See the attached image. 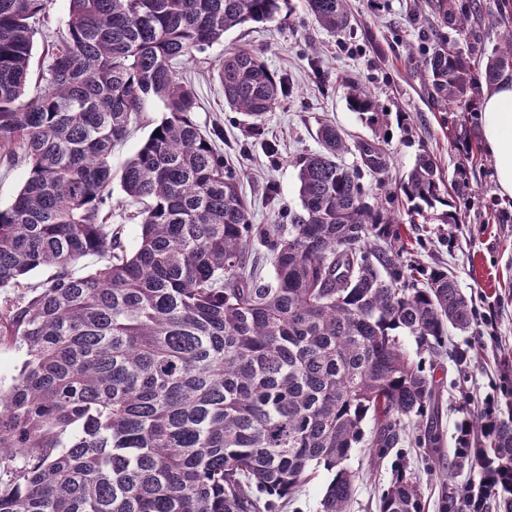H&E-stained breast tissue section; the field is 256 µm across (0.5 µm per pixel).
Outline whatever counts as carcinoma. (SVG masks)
I'll return each instance as SVG.
<instances>
[{"label":"carcinoma","mask_w":512,"mask_h":512,"mask_svg":"<svg viewBox=\"0 0 512 512\" xmlns=\"http://www.w3.org/2000/svg\"><path fill=\"white\" fill-rule=\"evenodd\" d=\"M288 0H70L67 34L29 94L34 37L47 0H0V147L29 177L0 209V349L23 352L0 391V512H279L320 469L322 512H346L361 445L377 465L414 435L444 457L440 388L403 343L433 360L448 328L468 330L472 299L441 267L405 270L400 217L369 202L338 161L340 129L319 123L321 149L299 161L300 209L253 224L240 177L203 131L181 65L224 34L278 16ZM442 30L425 64L432 99L473 89L470 55L448 45L474 5L427 0ZM330 33L350 29L346 0H306ZM512 72V28L484 76ZM224 103L259 120L291 93L245 47L224 50ZM166 113L119 172L112 151L147 100ZM348 105L370 128L384 112L367 90ZM387 168L382 141L358 143ZM119 180L140 229L127 251L112 223ZM408 212L446 207L432 157L400 185ZM267 250L273 275L250 261ZM44 269L41 280L28 282ZM435 512H512V404L466 409ZM378 512H424L407 464L392 470Z\"/></svg>","instance_id":"cac0c4a2"}]
</instances>
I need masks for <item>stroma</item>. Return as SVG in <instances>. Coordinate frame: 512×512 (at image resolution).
<instances>
[{
	"label": "stroma",
	"instance_id": "stroma-1",
	"mask_svg": "<svg viewBox=\"0 0 512 512\" xmlns=\"http://www.w3.org/2000/svg\"><path fill=\"white\" fill-rule=\"evenodd\" d=\"M288 18L249 23L229 31L223 43L196 54L182 69L192 82L199 106L195 121L203 129L224 128V158L241 173L240 189L256 224H283L289 211L299 209L297 162L319 150V123L331 122L345 132L350 146L341 161L361 168L357 143L374 138L373 130L347 107L351 84L369 91L390 116L385 142L388 165L383 173L363 170L364 183L379 188L388 205L419 154L432 155L445 180L459 166L468 169L469 188L457 200L459 220L443 224L416 218L403 226L410 264L441 265L455 276L461 291L477 311L475 329L448 335V353L441 358V427L446 448H453L466 399L485 402L502 396L504 350H512V199L501 197L495 181V160L483 146L478 113L468 100L440 107L432 100L425 76V51L433 37L429 8L413 9V0H348L351 34L332 35L321 29L305 0H289ZM469 27L480 36L475 59L484 60L500 45L512 26V5L505 0H477ZM245 46L261 53L268 66L286 73L292 92L262 122L261 139L247 137L246 121L224 105L215 66L225 48ZM278 145L271 158L261 140ZM464 363H456V353ZM405 461L420 477L425 512H435V482L422 451L401 445L379 465L370 451L352 449L348 465L359 472L349 512H377L378 496L391 479L397 461Z\"/></svg>",
	"mask_w": 512,
	"mask_h": 512
}]
</instances>
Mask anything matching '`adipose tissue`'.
I'll list each match as a JSON object with an SVG mask.
<instances>
[{
    "instance_id": "ef3b65f1",
    "label": "adipose tissue",
    "mask_w": 512,
    "mask_h": 512,
    "mask_svg": "<svg viewBox=\"0 0 512 512\" xmlns=\"http://www.w3.org/2000/svg\"><path fill=\"white\" fill-rule=\"evenodd\" d=\"M484 145L496 160L500 196L512 198V79H504L485 94L481 108Z\"/></svg>"
}]
</instances>
